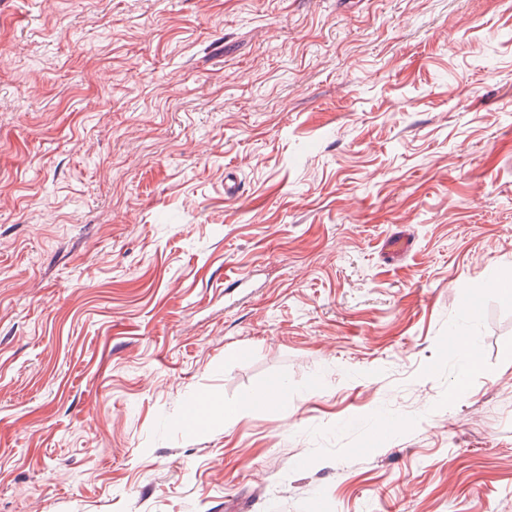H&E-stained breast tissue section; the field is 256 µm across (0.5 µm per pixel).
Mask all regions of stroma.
<instances>
[{"mask_svg": "<svg viewBox=\"0 0 512 512\" xmlns=\"http://www.w3.org/2000/svg\"><path fill=\"white\" fill-rule=\"evenodd\" d=\"M511 274L507 0H0V512H512ZM450 338H456L455 344L465 358L466 371L461 377V386H460V387H463V385H466L467 372L471 369L476 368L477 365L479 364V362L477 363L478 353L474 348L475 344L467 336H463L462 334H453L452 336L448 337V345L453 349H457L449 344ZM288 387L281 381L273 380L265 388V395L251 394L235 405H224V423H231L244 407L268 405L275 402L280 396L287 394Z\"/></svg>", "mask_w": 512, "mask_h": 512, "instance_id": "stroma-1", "label": "stroma"}]
</instances>
